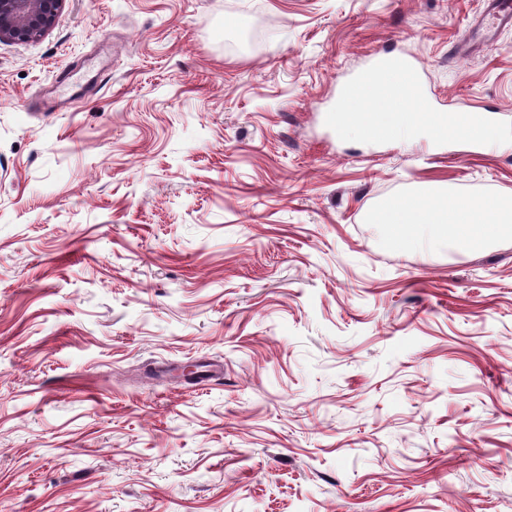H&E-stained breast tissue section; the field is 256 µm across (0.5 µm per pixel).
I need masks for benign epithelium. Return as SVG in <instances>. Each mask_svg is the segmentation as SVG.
<instances>
[{"label":"benign epithelium","instance_id":"obj_1","mask_svg":"<svg viewBox=\"0 0 512 512\" xmlns=\"http://www.w3.org/2000/svg\"><path fill=\"white\" fill-rule=\"evenodd\" d=\"M67 0H0V42L27 43L45 36Z\"/></svg>","mask_w":512,"mask_h":512}]
</instances>
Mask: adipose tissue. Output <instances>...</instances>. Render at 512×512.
<instances>
[{"instance_id":"1","label":"adipose tissue","mask_w":512,"mask_h":512,"mask_svg":"<svg viewBox=\"0 0 512 512\" xmlns=\"http://www.w3.org/2000/svg\"><path fill=\"white\" fill-rule=\"evenodd\" d=\"M395 55L361 70L350 92L336 101V126L355 141L423 137L436 143L493 144L495 126L478 113H445L430 108L412 70ZM397 247L449 242L468 254L512 234V206L496 198L426 193L393 198L370 215Z\"/></svg>"}]
</instances>
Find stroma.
Instances as JSON below:
<instances>
[{
  "label": "stroma",
  "instance_id": "stroma-1",
  "mask_svg": "<svg viewBox=\"0 0 512 512\" xmlns=\"http://www.w3.org/2000/svg\"><path fill=\"white\" fill-rule=\"evenodd\" d=\"M484 7L68 0L0 43V512H512V238L369 221L512 200V27L476 34ZM389 54L503 140L327 126ZM381 225L388 243L397 247L445 240L460 253L482 250L512 234V208L497 198L458 193H426L393 198L370 215Z\"/></svg>",
  "mask_w": 512,
  "mask_h": 512
}]
</instances>
